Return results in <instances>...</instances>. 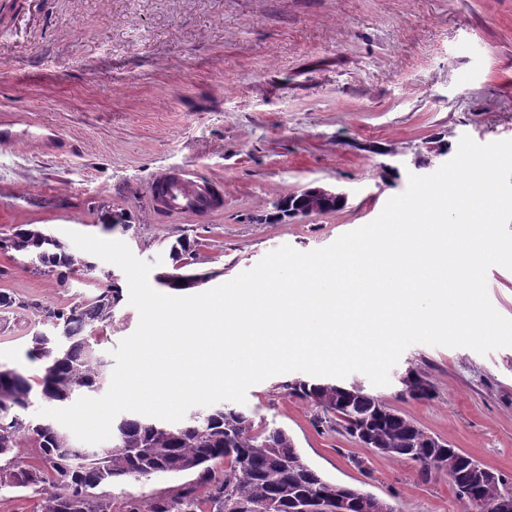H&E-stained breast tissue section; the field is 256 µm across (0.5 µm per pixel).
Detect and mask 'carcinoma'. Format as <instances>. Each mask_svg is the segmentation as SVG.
Listing matches in <instances>:
<instances>
[{
	"label": "carcinoma",
	"mask_w": 512,
	"mask_h": 512,
	"mask_svg": "<svg viewBox=\"0 0 512 512\" xmlns=\"http://www.w3.org/2000/svg\"><path fill=\"white\" fill-rule=\"evenodd\" d=\"M7 247L31 257L34 267L67 281L79 264L93 274L95 262H78L53 236L35 224H21ZM194 252L187 239L170 246L169 268L190 265ZM96 294L70 306L36 307L47 330L31 338L28 358L40 362L41 376L31 379L20 366L0 364V493L20 488L40 491V512H113L112 496L102 488L114 482L137 483L161 475L191 474L194 479L157 496H129L118 512H262L268 501L278 512H294L295 501L328 489L330 481L307 465L283 428L255 429L251 417L228 404H216L178 422H158L129 414L112 423L111 437L100 448L84 447L55 421L27 417L33 399L65 407L81 393L94 392L108 380V362L100 355L95 331L112 322L123 299L118 279L97 277ZM295 394L338 417L358 442L362 435L382 453L410 459L431 471L428 447L433 435L356 384L300 380ZM28 442L33 453L21 456ZM456 490L469 488L488 506L507 485L478 481L469 465L448 456L445 470Z\"/></svg>",
	"instance_id": "obj_1"
}]
</instances>
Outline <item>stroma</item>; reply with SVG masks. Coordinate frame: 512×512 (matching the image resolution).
Listing matches in <instances>:
<instances>
[{"label": "stroma", "instance_id": "35a3bbf8", "mask_svg": "<svg viewBox=\"0 0 512 512\" xmlns=\"http://www.w3.org/2000/svg\"><path fill=\"white\" fill-rule=\"evenodd\" d=\"M0 238L22 224L125 242L141 260L195 245L187 271L214 288L290 245L308 252L373 221L443 138L512 139V0H0ZM194 170L224 195L206 216L143 207L165 173ZM309 186L348 194L337 210L272 222ZM26 309L0 317V363L23 366L33 306L92 296L0 249V292ZM139 324L121 301L98 349ZM422 377L432 396L403 383ZM297 372L251 386L241 409L280 427L330 481L398 512H464L447 475L364 447L293 395ZM352 381L424 430L512 477V347L414 344L375 387Z\"/></svg>", "mask_w": 512, "mask_h": 512}]
</instances>
